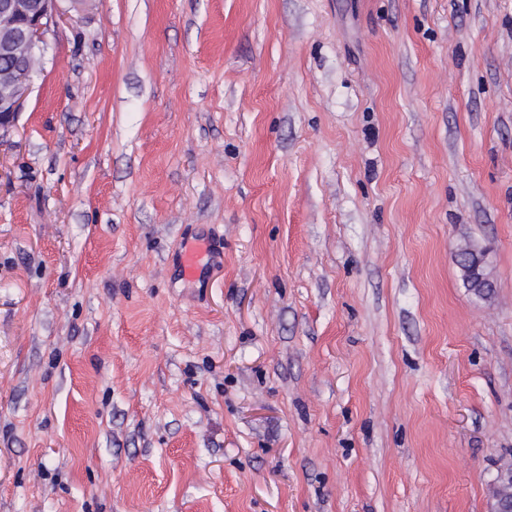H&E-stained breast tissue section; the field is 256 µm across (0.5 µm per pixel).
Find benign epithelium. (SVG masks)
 <instances>
[{
    "mask_svg": "<svg viewBox=\"0 0 512 512\" xmlns=\"http://www.w3.org/2000/svg\"><path fill=\"white\" fill-rule=\"evenodd\" d=\"M58 0H0V58L8 61L0 70V131L11 130L33 82L38 54L43 52L45 34L54 23ZM471 254L458 261L463 280L474 296L488 300L495 283L489 271L488 249L466 242ZM512 464L498 468L490 486L489 512H512Z\"/></svg>",
    "mask_w": 512,
    "mask_h": 512,
    "instance_id": "obj_1",
    "label": "benign epithelium"
}]
</instances>
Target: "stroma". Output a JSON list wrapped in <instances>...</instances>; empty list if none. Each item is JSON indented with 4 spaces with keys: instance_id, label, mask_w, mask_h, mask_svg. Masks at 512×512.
Listing matches in <instances>:
<instances>
[{
    "instance_id": "obj_1",
    "label": "stroma",
    "mask_w": 512,
    "mask_h": 512,
    "mask_svg": "<svg viewBox=\"0 0 512 512\" xmlns=\"http://www.w3.org/2000/svg\"><path fill=\"white\" fill-rule=\"evenodd\" d=\"M58 10L0 138V512H488L512 0ZM465 245L471 254L457 261L463 280L474 296L488 300L494 294L495 288L489 271L488 249L472 241H467Z\"/></svg>"
}]
</instances>
